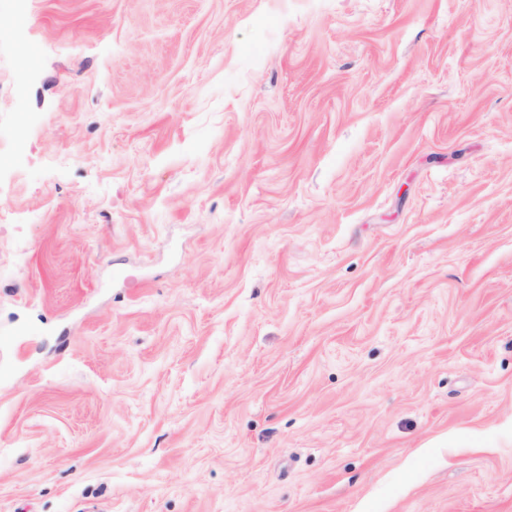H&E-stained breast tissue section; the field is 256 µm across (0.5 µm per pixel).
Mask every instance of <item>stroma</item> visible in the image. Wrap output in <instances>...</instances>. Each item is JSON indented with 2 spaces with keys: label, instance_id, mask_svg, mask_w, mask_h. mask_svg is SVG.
I'll list each match as a JSON object with an SVG mask.
<instances>
[{
  "label": "stroma",
  "instance_id": "1",
  "mask_svg": "<svg viewBox=\"0 0 512 512\" xmlns=\"http://www.w3.org/2000/svg\"><path fill=\"white\" fill-rule=\"evenodd\" d=\"M0 512H512V0H0Z\"/></svg>",
  "mask_w": 512,
  "mask_h": 512
}]
</instances>
